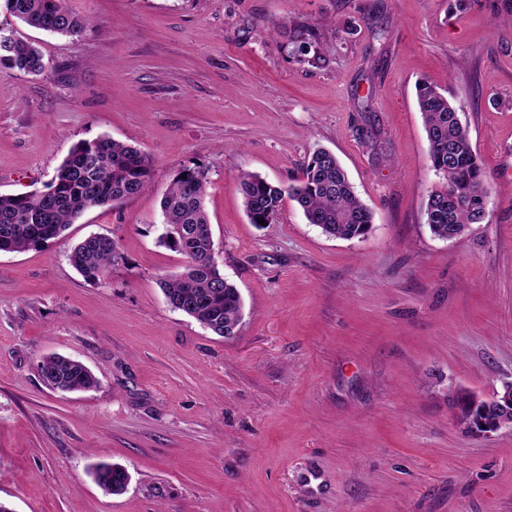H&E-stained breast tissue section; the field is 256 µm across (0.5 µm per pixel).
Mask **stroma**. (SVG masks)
<instances>
[{
  "label": "stroma",
  "instance_id": "stroma-1",
  "mask_svg": "<svg viewBox=\"0 0 512 512\" xmlns=\"http://www.w3.org/2000/svg\"><path fill=\"white\" fill-rule=\"evenodd\" d=\"M79 42L14 21L46 68L0 67V194L45 190L107 135L153 160L136 197L64 238L0 252V504L10 512H512V429L457 397L512 380V0H65ZM312 30L321 59L293 55ZM447 90L489 179L488 217L442 240L415 85ZM318 148L373 213L327 237L292 201L249 222L237 178L289 185ZM243 311L215 335L166 303L182 271L160 199L184 167ZM92 234L127 262L93 283ZM96 388L43 382V357ZM124 466L118 495L93 464ZM68 260L86 280L97 282L126 259L112 237L93 234L74 246ZM39 368L43 381L62 391H85L97 385L82 363L61 355L45 357Z\"/></svg>",
  "mask_w": 512,
  "mask_h": 512
}]
</instances>
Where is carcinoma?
Segmentation results:
<instances>
[{"instance_id": "1", "label": "carcinoma", "mask_w": 512, "mask_h": 512, "mask_svg": "<svg viewBox=\"0 0 512 512\" xmlns=\"http://www.w3.org/2000/svg\"><path fill=\"white\" fill-rule=\"evenodd\" d=\"M27 26L61 34L78 42L90 20L68 9L62 0H0V10ZM0 66L30 75L45 70L43 55L32 42L18 38L0 55ZM430 167L443 180L426 199L430 232L441 239L460 237L478 223L487 206L488 179L462 127L458 108L426 81L416 85ZM151 158L140 150L104 136L80 141L56 170L43 193L0 195V251L23 252L62 235L93 208L110 207L137 196L146 186ZM209 179L201 167H183L161 199L164 232L159 244L186 259L184 270L160 281L167 305L223 336L235 333L242 312L238 289L213 263L214 240L204 208ZM238 188L251 223L269 224L280 213L284 197L293 200L308 223L331 238L362 239L372 229V212L360 200L336 155L317 149L304 164L302 178L287 188L244 172ZM70 264L88 281L97 282L125 263L118 243L93 234L68 254ZM44 382L62 391H85L97 385L80 362L50 355L40 364ZM91 476L108 494L124 490L127 469L100 462Z\"/></svg>"}]
</instances>
